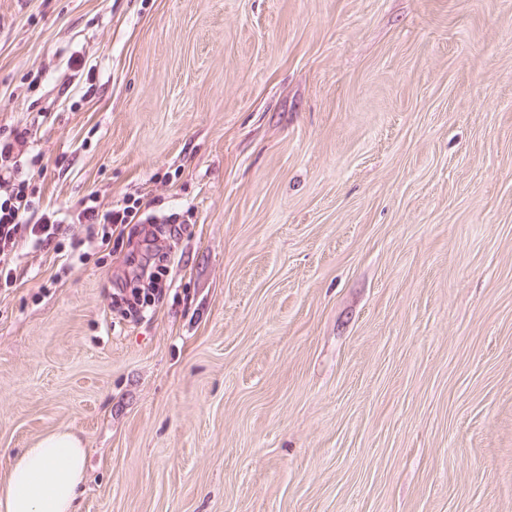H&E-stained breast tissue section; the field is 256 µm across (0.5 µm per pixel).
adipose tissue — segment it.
Masks as SVG:
<instances>
[{
    "mask_svg": "<svg viewBox=\"0 0 512 512\" xmlns=\"http://www.w3.org/2000/svg\"><path fill=\"white\" fill-rule=\"evenodd\" d=\"M86 452L68 431L54 432L28 448L0 483V512H76Z\"/></svg>",
    "mask_w": 512,
    "mask_h": 512,
    "instance_id": "obj_1",
    "label": "adipose tissue"
}]
</instances>
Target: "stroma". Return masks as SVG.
<instances>
[{
    "instance_id": "obj_1",
    "label": "stroma",
    "mask_w": 512,
    "mask_h": 512,
    "mask_svg": "<svg viewBox=\"0 0 512 512\" xmlns=\"http://www.w3.org/2000/svg\"><path fill=\"white\" fill-rule=\"evenodd\" d=\"M25 122L43 203L192 223L142 322L18 239L0 482L66 429L78 512H512V0H0Z\"/></svg>"
}]
</instances>
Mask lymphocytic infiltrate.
Returning a JSON list of instances; mask_svg holds the SVG:
<instances>
[{"label": "lymphocytic infiltrate", "mask_w": 512, "mask_h": 512, "mask_svg": "<svg viewBox=\"0 0 512 512\" xmlns=\"http://www.w3.org/2000/svg\"><path fill=\"white\" fill-rule=\"evenodd\" d=\"M43 160L31 125L15 126L0 136V284L13 281L15 246L21 236L31 248L58 255L107 246L127 236H161L169 245L139 263V287L130 290L116 280L108 292L118 312L129 313L137 321L151 319L167 296L166 289L156 287L155 282L175 259L172 244L186 229L185 213L162 211L156 200L145 196L127 198L106 210L91 195L72 210L41 208V196L29 171L42 167Z\"/></svg>", "instance_id": "1"}]
</instances>
